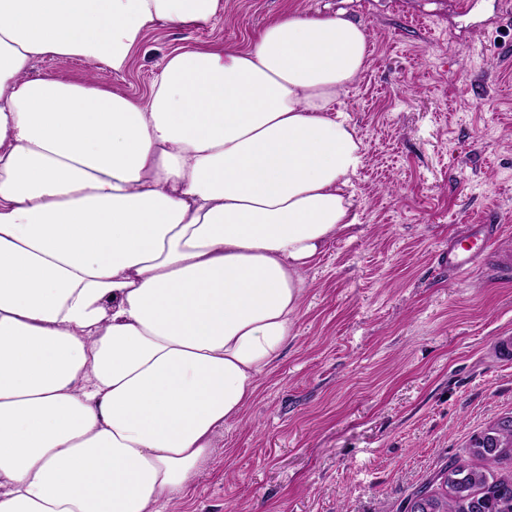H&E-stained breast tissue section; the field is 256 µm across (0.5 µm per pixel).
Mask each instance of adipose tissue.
<instances>
[{"instance_id":"1","label":"adipose tissue","mask_w":512,"mask_h":512,"mask_svg":"<svg viewBox=\"0 0 512 512\" xmlns=\"http://www.w3.org/2000/svg\"><path fill=\"white\" fill-rule=\"evenodd\" d=\"M222 0H0V512H163L293 333L303 271L357 222L341 96L365 31L282 13L242 49L119 74L162 24Z\"/></svg>"}]
</instances>
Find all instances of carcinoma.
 <instances>
[{"label":"carcinoma","instance_id":"1","mask_svg":"<svg viewBox=\"0 0 512 512\" xmlns=\"http://www.w3.org/2000/svg\"><path fill=\"white\" fill-rule=\"evenodd\" d=\"M469 455L481 465L454 461L439 469L458 475L462 492L449 495L432 479L412 494L425 503L419 512H512V469L504 468L512 465V416L499 419L488 446L479 452L471 449Z\"/></svg>","mask_w":512,"mask_h":512}]
</instances>
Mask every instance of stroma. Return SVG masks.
Segmentation results:
<instances>
[{"instance_id": "obj_1", "label": "stroma", "mask_w": 512, "mask_h": 512, "mask_svg": "<svg viewBox=\"0 0 512 512\" xmlns=\"http://www.w3.org/2000/svg\"><path fill=\"white\" fill-rule=\"evenodd\" d=\"M206 27L147 32L122 74L47 56L31 74L146 90L177 47H244L284 11L345 12L367 62L341 101L362 140L357 222L305 274L295 334L164 512H402L474 435L512 414V272L460 279L466 224L512 248V0H222Z\"/></svg>"}]
</instances>
